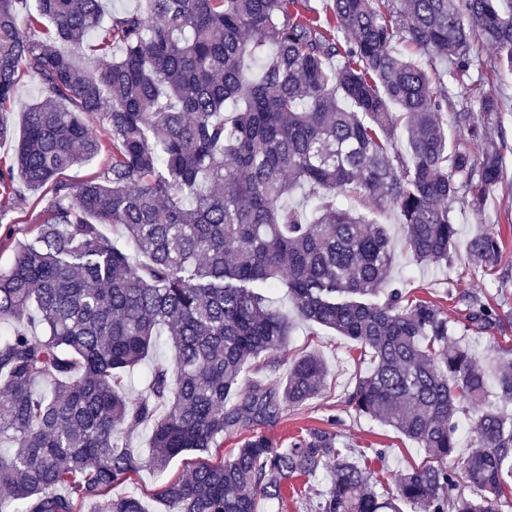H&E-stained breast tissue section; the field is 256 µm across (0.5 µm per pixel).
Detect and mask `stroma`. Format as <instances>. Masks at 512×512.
<instances>
[{
	"label": "stroma",
	"instance_id": "35a3bbf8",
	"mask_svg": "<svg viewBox=\"0 0 512 512\" xmlns=\"http://www.w3.org/2000/svg\"><path fill=\"white\" fill-rule=\"evenodd\" d=\"M453 210L459 229L458 240L451 262L441 268L417 263L401 249L403 230L394 210L386 209L378 213V221L388 225L394 242L398 244L394 278L405 281L407 290L413 295L437 301L452 318L461 310L460 304L448 296L452 288L497 297L505 309L512 310V202L495 195L490 197L485 210L476 211L462 199L455 203ZM16 215L17 223L0 224V267L10 263L13 241L30 240L36 236L44 220L43 206L36 198L29 197L19 201ZM480 233H492L502 240L499 280L493 281L474 272L467 259L465 244ZM278 304L293 324L290 336L278 353L280 367L274 372L250 368L241 379L242 389H249L257 380L269 384L283 381L291 364L312 351L318 352L324 359L328 374L325 389L318 397L297 408H283L277 419L255 424V432L278 443L298 431L329 426L340 441L350 444L362 456H371L376 448L387 449L386 464L377 478L385 494H392L399 474L411 466L422 464L425 454L415 443L391 428L371 419L357 417L347 405V394L352 391L359 375L370 368L369 354L360 344L303 320L286 294H279ZM195 459V454L188 453L171 461L163 473L150 470L140 472L133 490L142 497L146 512H161L154 498L156 488L165 481L185 474Z\"/></svg>",
	"mask_w": 512,
	"mask_h": 512
}]
</instances>
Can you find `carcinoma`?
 Segmentation results:
<instances>
[{"label": "carcinoma", "mask_w": 512, "mask_h": 512, "mask_svg": "<svg viewBox=\"0 0 512 512\" xmlns=\"http://www.w3.org/2000/svg\"><path fill=\"white\" fill-rule=\"evenodd\" d=\"M88 39L96 64L81 71L59 45ZM475 43L495 55L475 59ZM436 59L451 63L446 90ZM487 71L512 74V0H142L109 15L105 0H0V141H14L0 157V223L27 195L47 214L0 268V445L12 448L0 512H146L112 489L189 452L202 454L189 476L155 493L165 512H257L258 497L281 500L288 481L326 468L306 512H384L371 469L328 429L279 445L255 433L229 459L207 458L225 434L324 386L310 353L283 383L240 387L256 358L278 366L291 332L271 304L279 288L304 320L370 350L347 403L425 452L395 482L408 512H502L512 367L478 364L459 337L500 331L508 314L473 292L457 320L409 298L375 218L394 209L413 257L446 266L450 204L479 211L512 189ZM27 76L39 99L17 134L5 114ZM99 155L100 172L66 178ZM300 186L305 211L288 204ZM466 249L496 275L498 236ZM162 331L171 358L151 366L146 394H126ZM466 406L474 451L460 456ZM139 426L146 457L123 441Z\"/></svg>", "instance_id": "1"}]
</instances>
